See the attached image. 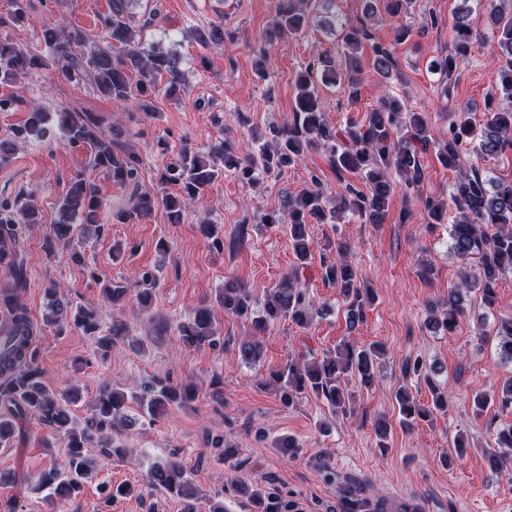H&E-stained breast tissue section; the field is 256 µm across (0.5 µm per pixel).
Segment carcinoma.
<instances>
[{
    "mask_svg": "<svg viewBox=\"0 0 512 512\" xmlns=\"http://www.w3.org/2000/svg\"><path fill=\"white\" fill-rule=\"evenodd\" d=\"M133 2L110 0V15L104 25L109 43L107 48L79 52L77 48L86 42V38L75 31L65 37L56 24L43 28L42 39L70 79L77 81L88 73L101 95L113 103L123 104L137 99L148 110L147 100L155 96L159 78H166L165 91L173 96L180 91L183 72L175 54L135 44L137 28L132 25V12L129 11ZM301 2L303 0H281L276 18L265 32L266 43L302 30L307 16L300 7ZM470 2L462 0L458 9L452 50L429 62L430 70L440 76L446 95L450 93L447 81L468 57L473 40L477 38L468 20ZM411 5L412 0H385L384 10L388 17L398 18L408 13ZM488 20L500 54L505 58V65L497 71L496 88L511 98L512 9L507 11L494 5L488 13ZM366 36L364 27L342 25L344 57L349 71L348 95L353 101L360 96L356 72L360 67L359 49ZM194 39L204 47L219 45L224 42V28L197 29ZM372 51L374 69L384 77L389 76L394 65L391 50L375 45ZM43 68L47 69L49 65L41 55L12 43L0 42L1 83L13 84L30 72ZM133 72L139 75L135 82L130 78ZM337 77L336 70L321 68L318 59L308 63L296 79L292 121L282 127L270 128L257 152L243 156L229 141L222 139L211 146L209 156L205 157L186 145L160 174V183L173 185L176 191L160 196L139 194L131 208L116 212L114 217L123 224H129L146 219L161 209L171 223L177 224L186 207L194 203L224 171L233 172L239 181L250 185L264 176L278 175L284 167L301 160L306 151L320 147L328 153L336 173H358L369 183L367 194L346 186V194L341 196L331 214L348 211L370 224H380L385 219L394 190L391 174L398 175L407 189H416L422 179L420 154L435 145L439 163L459 171L451 195L458 218L451 226L450 249L463 261L478 259L484 277L478 279L461 272L457 287L448 289V297L430 308L429 327L453 332L466 312L468 294L475 290L479 292L484 308L477 321L485 324L486 315L494 313L498 300L499 276L512 273V182H503L475 169L463 171L460 160L469 152L495 158L505 148L512 147V109L496 107L493 99L489 98L485 102L486 117L482 123L475 122L471 109H461L448 125V139L437 140L424 113L411 112L399 98L386 95L378 107L367 113L364 122L349 120L332 127L324 122L316 79L329 83L336 81ZM57 116L67 143L87 145L92 149L94 168L107 173L119 185L135 181L140 164L135 153L113 140H105L98 123L85 112L64 111ZM47 119L48 113L29 107L24 124L15 129L14 138L0 141V162L8 160L17 143L45 137ZM102 207L103 201L95 182L82 173L71 177L48 248L70 246L75 236L88 232L90 228L99 230L98 214ZM425 208L431 223H443L446 212L443 202L428 199ZM327 214L322 190L307 188L287 195L281 208L266 213L263 222L271 227L287 226L293 252L300 265L305 267L313 250L306 226L312 221L323 222ZM40 223L42 215L34 204L29 202L18 208L0 203V267L7 274V279L0 282V308L7 311L6 324L0 330V404L7 407L0 414V443L15 436L19 421L27 415L37 417L63 438L66 455L63 466L54 465L41 477V486L47 490L44 498L46 512H58L59 502L78 496L99 464V459L88 454L87 449L104 448L106 456L117 458H123L130 452V449L116 444L111 435L112 430L119 426L134 427L138 423L136 416L124 412L127 400L138 403L153 417L162 408L193 402L197 388L193 384L175 386L159 380L145 386L139 395H128L117 385L106 383L91 401L89 416L80 420L70 415L69 405L79 400L78 391H52L38 380L36 329L22 302V291L27 288V273L18 228L21 224ZM487 226L493 227L495 232L488 234ZM347 251L346 243L337 245L338 258L321 263V278L339 288L347 303L349 323L354 325L364 320L366 306L373 300V294L357 278L346 258ZM134 281L138 286L137 299L144 305L158 277L153 269L148 268L138 271ZM46 294L49 297L46 323L61 330L70 326L81 330L84 335L93 337L102 354H107L125 335L126 325L119 320L112 321L108 329H103L97 308L81 305L75 308L54 288L46 289ZM219 299L228 314L246 317L253 312L249 289L234 280L225 281ZM283 318L303 328L312 321L310 302L295 271L284 276L270 290L255 325L263 331L269 323ZM178 333L187 348L213 347L218 342L210 313L203 307L178 326ZM494 337L498 340L502 358L512 361L511 315L497 319ZM379 357L380 348L375 345L365 347L343 341L336 346L334 353L319 362L288 363L286 368L270 374L267 385L273 387L288 405L294 404L303 393L313 391L323 395L332 409L343 411L350 404L346 380L354 375L365 384L374 383L379 373ZM441 370L440 364H428L418 358L405 362V374L412 373L429 384L432 401L421 406L407 389H398L396 401L403 428L411 429L415 424L429 421L450 409L452 396L446 388L435 384V376ZM496 444L501 451L490 455V467L495 471L511 467L512 425L496 431ZM145 487L163 489L180 499L182 512H199L203 496L199 495L186 469L176 459L155 463L147 475ZM236 490L254 505L265 507L263 512H289V502L258 484L240 482ZM98 492L107 507L120 498L143 495L142 491L127 484H103L98 487Z\"/></svg>",
    "mask_w": 512,
    "mask_h": 512,
    "instance_id": "1",
    "label": "carcinoma"
}]
</instances>
